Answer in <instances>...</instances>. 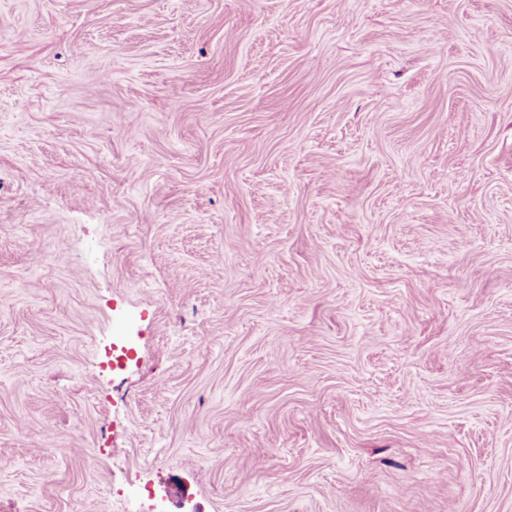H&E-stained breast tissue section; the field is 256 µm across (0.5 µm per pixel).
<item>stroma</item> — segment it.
Masks as SVG:
<instances>
[{
  "instance_id": "obj_1",
  "label": "stroma",
  "mask_w": 512,
  "mask_h": 512,
  "mask_svg": "<svg viewBox=\"0 0 512 512\" xmlns=\"http://www.w3.org/2000/svg\"><path fill=\"white\" fill-rule=\"evenodd\" d=\"M0 512H512V0H0Z\"/></svg>"
}]
</instances>
